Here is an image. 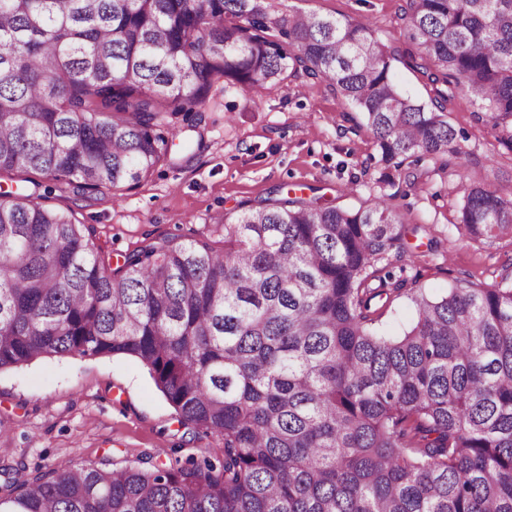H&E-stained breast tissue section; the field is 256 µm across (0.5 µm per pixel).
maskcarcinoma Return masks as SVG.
<instances>
[{"label": "carcinoma", "mask_w": 512, "mask_h": 512, "mask_svg": "<svg viewBox=\"0 0 512 512\" xmlns=\"http://www.w3.org/2000/svg\"><path fill=\"white\" fill-rule=\"evenodd\" d=\"M431 87L394 78L370 23L284 13L273 0H0V175L133 188L168 154V113L200 112L219 79L260 93L304 75L374 138L379 182L465 153L458 93L512 150V0H406L399 15ZM114 264L92 227L0 195V370L127 355L224 461L104 470L72 461L6 476L0 512H512V265L491 288L411 296L398 337L372 301L404 224L286 195ZM456 229L512 234V187L465 189Z\"/></svg>", "instance_id": "1"}]
</instances>
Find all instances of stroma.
<instances>
[{
    "instance_id": "stroma-1",
    "label": "stroma",
    "mask_w": 512,
    "mask_h": 512,
    "mask_svg": "<svg viewBox=\"0 0 512 512\" xmlns=\"http://www.w3.org/2000/svg\"><path fill=\"white\" fill-rule=\"evenodd\" d=\"M405 0H275L278 9L368 21L398 51L395 78L405 92L427 99L420 73L403 63L414 46L398 14ZM477 107L458 95L449 122L464 132L465 152L423 161L415 185L380 183L382 166L372 135L353 128L351 108L325 84L300 76L261 96L215 82L200 112L167 115L168 162L140 185L87 192L45 193L40 175L0 176V193L24 188L35 202L72 211L94 229L102 253L120 255L152 242L183 241L211 231L216 215L302 186L305 199L349 208L385 196L405 226L399 264L407 289L382 309L374 328L397 336L415 312L410 292L440 295L456 286L489 288L512 263V238L471 239L454 227L464 188L499 180L512 185V151L475 118ZM224 457L221 437L182 426L147 369L124 355L46 358L0 372V467L32 477L72 460L99 468L186 466Z\"/></svg>"
}]
</instances>
